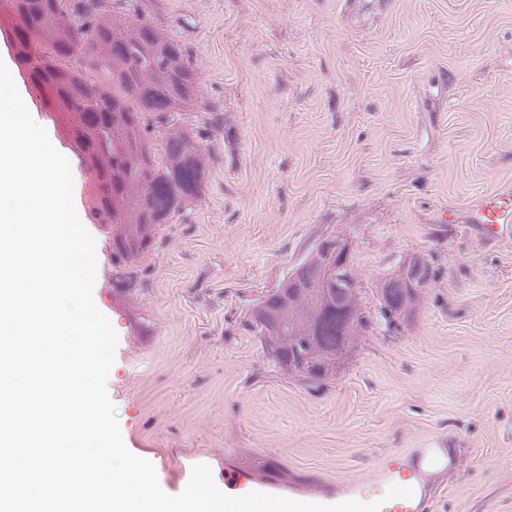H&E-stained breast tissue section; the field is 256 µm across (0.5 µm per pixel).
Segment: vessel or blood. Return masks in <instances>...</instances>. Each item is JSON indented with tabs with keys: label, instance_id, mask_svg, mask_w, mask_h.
<instances>
[{
	"label": "vessel or blood",
	"instance_id": "vessel-or-blood-1",
	"mask_svg": "<svg viewBox=\"0 0 512 512\" xmlns=\"http://www.w3.org/2000/svg\"><path fill=\"white\" fill-rule=\"evenodd\" d=\"M449 222L472 225L480 238L486 241H499L512 237V186L497 188L477 200L474 205L456 210L449 215ZM448 467L447 457L438 455L432 448H417L408 453L404 465H384L377 467L365 479H347L324 484L321 488L304 492L289 489L291 499L334 505L356 500L371 502L368 486H375L386 494L391 485L411 488L408 498H387L379 512H422L423 495L430 489L429 478L432 472ZM280 480L270 474H261L249 468L225 467L224 486L241 496L253 491L268 492L280 487Z\"/></svg>",
	"mask_w": 512,
	"mask_h": 512
}]
</instances>
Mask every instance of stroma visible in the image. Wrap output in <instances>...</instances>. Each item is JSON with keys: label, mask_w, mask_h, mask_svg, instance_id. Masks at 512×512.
I'll list each match as a JSON object with an SVG mask.
<instances>
[{"label": "stroma", "mask_w": 512, "mask_h": 512, "mask_svg": "<svg viewBox=\"0 0 512 512\" xmlns=\"http://www.w3.org/2000/svg\"><path fill=\"white\" fill-rule=\"evenodd\" d=\"M203 82L202 198L158 232L139 286L93 297L118 335L107 391L162 489L249 458L303 487L362 476L435 440L457 465L427 512H512V239L450 209L512 183V0H158ZM26 106L86 175L49 112ZM354 238L367 279L420 254L438 272L415 317L374 326L335 379L282 375L240 313L322 237Z\"/></svg>", "instance_id": "1"}]
</instances>
